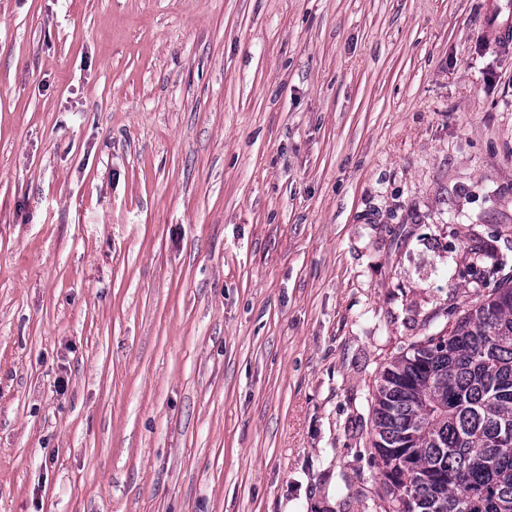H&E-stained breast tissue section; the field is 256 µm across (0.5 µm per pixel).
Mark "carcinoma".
I'll return each mask as SVG.
<instances>
[{
  "label": "carcinoma",
  "mask_w": 512,
  "mask_h": 512,
  "mask_svg": "<svg viewBox=\"0 0 512 512\" xmlns=\"http://www.w3.org/2000/svg\"><path fill=\"white\" fill-rule=\"evenodd\" d=\"M375 378L382 512H512V276Z\"/></svg>",
  "instance_id": "obj_1"
}]
</instances>
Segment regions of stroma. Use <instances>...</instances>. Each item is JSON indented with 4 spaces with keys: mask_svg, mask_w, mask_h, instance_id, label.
<instances>
[{
    "mask_svg": "<svg viewBox=\"0 0 512 512\" xmlns=\"http://www.w3.org/2000/svg\"><path fill=\"white\" fill-rule=\"evenodd\" d=\"M512 0H0V512H375L374 377L512 275Z\"/></svg>",
    "mask_w": 512,
    "mask_h": 512,
    "instance_id": "35a3bbf8",
    "label": "stroma"
}]
</instances>
